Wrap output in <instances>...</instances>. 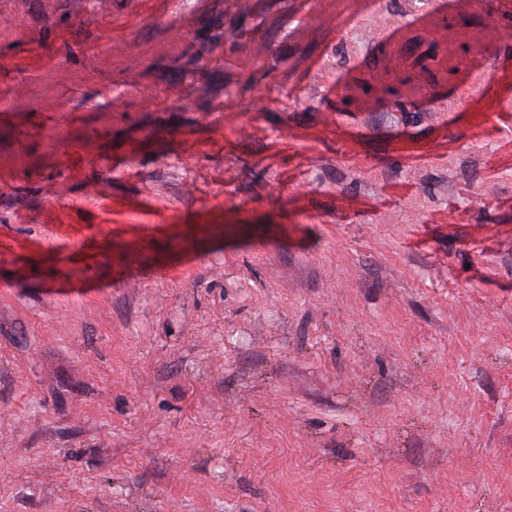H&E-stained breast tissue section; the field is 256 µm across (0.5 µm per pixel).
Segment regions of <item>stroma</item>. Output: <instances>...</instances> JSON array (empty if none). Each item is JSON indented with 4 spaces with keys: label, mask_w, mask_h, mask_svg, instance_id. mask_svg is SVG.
Listing matches in <instances>:
<instances>
[{
    "label": "stroma",
    "mask_w": 512,
    "mask_h": 512,
    "mask_svg": "<svg viewBox=\"0 0 512 512\" xmlns=\"http://www.w3.org/2000/svg\"><path fill=\"white\" fill-rule=\"evenodd\" d=\"M340 2L0 0V512H512V11ZM477 1L473 0H433L429 2L428 7L415 16V21L433 28L439 34L438 19L442 11L448 7L454 6L456 8H472Z\"/></svg>",
    "instance_id": "obj_1"
}]
</instances>
